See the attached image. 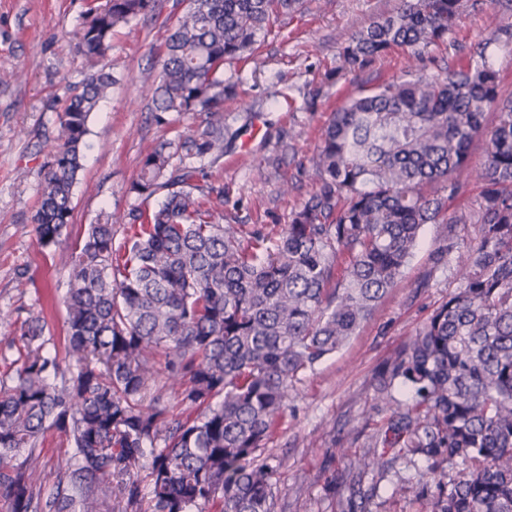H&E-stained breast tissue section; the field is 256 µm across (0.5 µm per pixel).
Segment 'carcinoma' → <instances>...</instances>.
<instances>
[{
  "label": "carcinoma",
  "instance_id": "obj_1",
  "mask_svg": "<svg viewBox=\"0 0 512 512\" xmlns=\"http://www.w3.org/2000/svg\"><path fill=\"white\" fill-rule=\"evenodd\" d=\"M157 0L91 5L69 48L89 69L67 88L34 216L41 245L72 217L88 119L115 83L99 66L112 31L154 12ZM497 0H394L356 31L336 73H362L395 48L406 74L332 112L307 176L317 190L279 232L224 221V186L203 164L224 156V65L253 53L272 22L303 0H188L165 41L158 74L145 73L155 120L204 112L205 125L141 161L122 225L89 226L68 255L66 358L45 351L46 324L21 323L23 361L0 389V498L10 512H273L261 449L300 373L336 352L403 281L427 224H475L447 237L437 262L459 286L385 366L378 391L402 407L393 440L431 461L440 489L431 512H512V94L487 54L512 43L498 28L458 59L449 41L464 15ZM445 46L448 58L427 57ZM434 66L438 73L427 72ZM496 113L492 127L486 114ZM483 138L481 162L470 148ZM479 193L459 205L468 181ZM166 353L183 411L159 395L144 403ZM60 381L48 382L50 375ZM68 439L65 470L46 484L40 439ZM382 455L353 462L362 474ZM463 465L461 470H450Z\"/></svg>",
  "mask_w": 512,
  "mask_h": 512
}]
</instances>
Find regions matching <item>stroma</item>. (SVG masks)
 <instances>
[{
	"label": "stroma",
	"mask_w": 512,
	"mask_h": 512,
	"mask_svg": "<svg viewBox=\"0 0 512 512\" xmlns=\"http://www.w3.org/2000/svg\"><path fill=\"white\" fill-rule=\"evenodd\" d=\"M90 0H0V383L12 386L21 365V322L41 317L45 348L65 355L62 299L70 268L63 261L90 225L137 205L151 209L164 193L142 202L130 193L140 162L151 149L193 133L204 116L153 117L144 70H160L168 28L183 0H157L153 14L112 33L105 65L116 79L92 112L82 169L73 187V218L51 246L38 241L39 205L48 145L56 134L67 86L84 77L82 57L66 48L82 26ZM392 0H307L303 12L280 18L261 37L253 59L225 65L237 95L224 101V156L211 167L224 184V221L280 229L292 209L315 191L299 173L311 166L321 131L349 97L373 83L402 76L406 52L392 50L371 70L334 75L336 57L358 29L386 13ZM512 11L486 6L464 17L456 35L470 46L500 26ZM292 182L282 195L283 182ZM472 224H429L400 286L377 305L359 332L314 369L300 374L288 408L261 455L273 466L274 512H343L351 459L383 437L394 408L382 401L377 375L402 350L458 282L436 261L449 235L470 238ZM372 490L364 512H420L437 485L423 456L396 447L383 468L363 474Z\"/></svg>",
	"instance_id": "obj_1"
}]
</instances>
